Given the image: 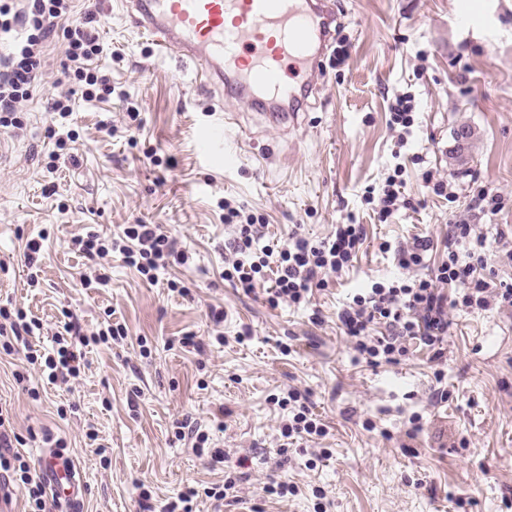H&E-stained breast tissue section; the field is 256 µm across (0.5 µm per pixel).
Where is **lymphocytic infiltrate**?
I'll list each match as a JSON object with an SVG mask.
<instances>
[{
  "mask_svg": "<svg viewBox=\"0 0 512 512\" xmlns=\"http://www.w3.org/2000/svg\"><path fill=\"white\" fill-rule=\"evenodd\" d=\"M73 2L0 0V44L9 45L7 53L0 55L1 127L17 126V112L33 99L41 84L50 37L59 30L64 33L62 70L69 87L46 104L55 120L47 129L56 145L50 156L54 162L67 146L61 129L73 112V97L103 102L112 93L109 79L97 70L104 45L93 26L95 18L88 14L72 20ZM403 173L402 166H394L380 194L366 192L364 200L378 222H387L399 210L412 208L411 199L402 193ZM472 199L467 215L450 224L442 248H435L433 240L422 234L395 245L381 243V250L392 253L407 276L372 282L350 294L339 310L340 328L357 361L371 367L397 365L417 348L426 350L430 362L439 365L447 354L452 310H512V282L500 280L496 270L501 263L512 266V239L500 230L495 240H488L477 225L483 217L501 212L504 199L486 187L475 189ZM223 209L224 222L233 229L229 254L224 258L225 280L247 293L266 287L268 300L274 305H309L315 291L327 287L329 276L342 275L352 268L363 240L362 225L340 224L317 243L292 231L284 244L271 246L264 242L259 217L228 201ZM494 242L499 244V252L491 251ZM76 244L92 258L119 252L127 266L151 283L158 281L170 263L188 260L185 253L174 250L156 224H128L116 238L106 240L90 234L77 239ZM39 327V322L28 320L22 310L0 306V350L13 354ZM125 337L126 330L120 325L107 326L74 343L59 335L53 355L42 361L31 355L27 361L44 364L49 380L65 381L79 373L83 346ZM280 403L290 410L281 428L283 438L294 441L326 436V426L312 413L300 390H288ZM12 483L24 492L28 512H46V484L15 452L5 420L0 417V489Z\"/></svg>",
  "mask_w": 512,
  "mask_h": 512,
  "instance_id": "obj_1",
  "label": "lymphocytic infiltrate"
}]
</instances>
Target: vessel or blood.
Returning a JSON list of instances; mask_svg holds the SVG:
<instances>
[{"mask_svg": "<svg viewBox=\"0 0 512 512\" xmlns=\"http://www.w3.org/2000/svg\"><path fill=\"white\" fill-rule=\"evenodd\" d=\"M126 6L134 28L194 65L196 84L222 87L226 98L279 126L297 122L301 93L314 91V84L297 86L292 77L318 73L336 20V0H127ZM456 23L487 30L493 20L482 0H460ZM223 136L220 125L202 131L199 154L207 165H225ZM41 464L58 503L82 496L70 457L51 450Z\"/></svg>", "mask_w": 512, "mask_h": 512, "instance_id": "b4317fda", "label": "vessel or blood"}]
</instances>
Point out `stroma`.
<instances>
[{"mask_svg":"<svg viewBox=\"0 0 512 512\" xmlns=\"http://www.w3.org/2000/svg\"><path fill=\"white\" fill-rule=\"evenodd\" d=\"M458 3L336 0V37L348 55L340 63L328 51L298 122L274 127L223 89L195 86L192 65L161 54L118 0H75L76 16L90 11L100 21L99 66L112 95L76 100L72 157L49 171L45 106L58 91V34L21 128H0V304L39 320L30 344L41 358L68 312L87 333L115 323L128 330L127 341L88 346L66 383L18 381L24 354L0 355V409L21 453L35 467L59 448L78 465L85 494L74 512H158L188 487L200 491L193 512H314L316 487L331 512H512V311L454 312L439 367L423 351L396 366L355 362L336 319L348 294L399 276L380 243L442 239L467 212L472 184L506 199L482 219L484 233L512 226V0H487L488 32L459 28ZM404 92L415 95L417 116L400 148L389 104ZM228 112L224 147L236 162L214 169L201 162L198 137ZM398 163L414 207L382 224L362 196ZM429 169L455 182V200L426 187ZM226 199L263 218L269 244L292 230L319 241L338 224L363 225L366 239L353 268L311 306L274 307L265 290L246 294L222 276ZM125 224L162 225L188 263L150 284L119 253L92 260L71 246L91 231L112 238ZM38 236L43 249L30 269L24 246ZM214 309L224 314L220 343ZM190 334L200 350L182 346ZM440 386L450 398L437 403ZM292 387L306 392L326 437L285 445L288 412L272 398ZM415 412L424 426L410 438ZM183 421L208 434L206 452L176 437ZM213 448L223 449V463H212ZM322 448L331 457L310 466ZM240 474L241 501L219 506L203 496ZM272 480L299 492L266 494Z\"/></svg>","mask_w":512,"mask_h":512,"instance_id":"stroma-1","label":"stroma"}]
</instances>
